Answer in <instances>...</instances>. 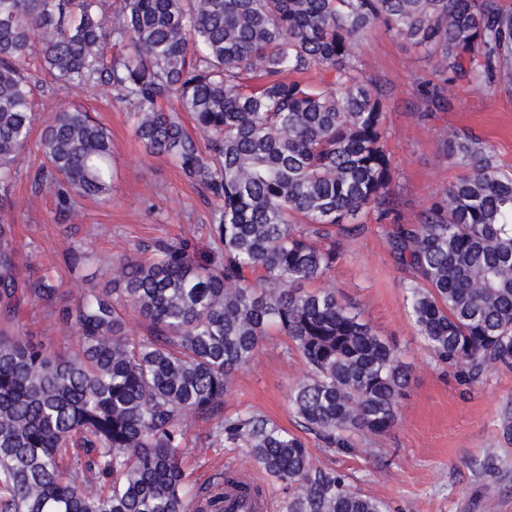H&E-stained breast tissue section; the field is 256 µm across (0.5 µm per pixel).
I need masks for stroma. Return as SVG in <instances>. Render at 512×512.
Masks as SVG:
<instances>
[{"instance_id":"stroma-1","label":"stroma","mask_w":512,"mask_h":512,"mask_svg":"<svg viewBox=\"0 0 512 512\" xmlns=\"http://www.w3.org/2000/svg\"><path fill=\"white\" fill-rule=\"evenodd\" d=\"M354 52L364 77L376 80L384 91L391 190L402 223H418L433 194L460 174L442 153L445 136L480 139L494 165L512 171L511 81L491 86L457 82L443 91L449 107L436 110L417 87L424 80H439L435 61L420 50L377 26L356 42ZM28 69L38 86V125L48 123L62 103L94 113L112 137L114 179L110 200H83V219L73 224L32 186L29 174L41 163L39 150L30 148L20 158L9 200L21 245V279L32 283L53 273L73 299L86 288L104 286L97 267H86L79 275L69 272L64 254L76 245L108 258L140 244L182 238L198 255L211 257L205 198L175 166L145 152L128 108L115 100L111 87H61L36 56ZM359 222L362 232L344 239L342 257L325 284L399 348L411 369L410 382L398 421L387 434L355 442L346 453L323 448L306 435L314 459L347 472L354 487L384 500L391 512H512V440L500 425L503 410L512 407V368H495L470 387L437 364L417 334L404 300L407 274L393 262L376 213L365 212ZM17 323L54 350L78 348L57 315L36 301L21 305ZM306 373L287 339L270 337L256 361L236 374L224 412H257L298 432L289 392ZM250 464L243 448L218 440L185 458L184 471L195 489L216 481L227 467Z\"/></svg>"}]
</instances>
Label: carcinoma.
I'll list each match as a JSON object with an SVG mask.
<instances>
[{
  "label": "carcinoma",
  "instance_id": "cac0c4a2",
  "mask_svg": "<svg viewBox=\"0 0 512 512\" xmlns=\"http://www.w3.org/2000/svg\"><path fill=\"white\" fill-rule=\"evenodd\" d=\"M0 0V187L17 174L37 121L33 55L68 86H112L146 152L204 193L216 260L158 240L105 262L108 287L69 300L45 274L28 285L0 216V512H224L189 493L188 428L247 449L288 492V512H390L307 442L253 412L223 415L234 375L267 336L287 337L307 375L289 393L300 426L334 451L398 421L410 372L398 350L324 281L351 220L373 209L409 274L417 334L465 384L512 367V173L468 135L443 141L462 169L416 224L391 193L382 91L355 41L376 25L436 61L443 83L512 79V9L502 0ZM309 72L329 73L300 79ZM176 99L179 107L169 106ZM194 123L189 132L181 113ZM36 146L35 190L71 220L112 191L109 132L60 107ZM90 254L72 247L78 274ZM34 299L58 312L78 352L20 335ZM146 324L130 331L127 315Z\"/></svg>",
  "mask_w": 512,
  "mask_h": 512
}]
</instances>
